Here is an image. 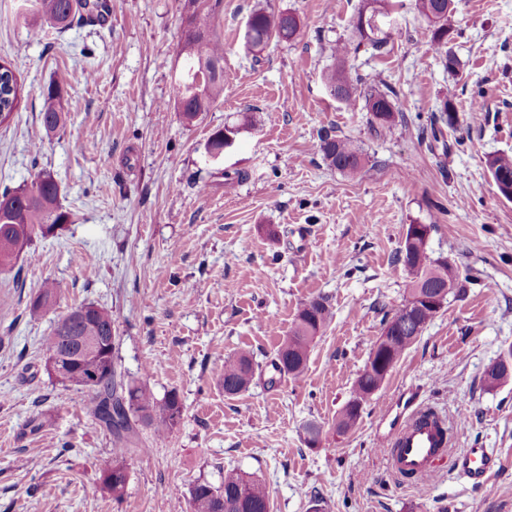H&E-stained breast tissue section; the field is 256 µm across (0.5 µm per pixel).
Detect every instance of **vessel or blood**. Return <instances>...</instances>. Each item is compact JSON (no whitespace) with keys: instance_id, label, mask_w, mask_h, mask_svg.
I'll use <instances>...</instances> for the list:
<instances>
[{"instance_id":"1","label":"vessel or blood","mask_w":512,"mask_h":512,"mask_svg":"<svg viewBox=\"0 0 512 512\" xmlns=\"http://www.w3.org/2000/svg\"><path fill=\"white\" fill-rule=\"evenodd\" d=\"M379 421L385 429L378 433L376 445L387 454L392 468L413 485L425 484L450 444L445 421L425 417L423 408L411 400L401 408L395 401L386 402L379 411ZM495 462L491 449L474 447L456 457L454 469L478 484L488 478Z\"/></svg>"}]
</instances>
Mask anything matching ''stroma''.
<instances>
[{"label":"stroma","mask_w":512,"mask_h":512,"mask_svg":"<svg viewBox=\"0 0 512 512\" xmlns=\"http://www.w3.org/2000/svg\"><path fill=\"white\" fill-rule=\"evenodd\" d=\"M34 3L0 0V62L21 85L0 125V187L51 174L72 221L35 243L36 259L0 271V512H184L197 482L220 485L233 469L266 485L273 512H512V381L484 378L512 346V200L487 166L512 154V0H454L441 51L409 6L388 55L352 46L350 74L395 91V121L380 133L363 98L336 101L323 80L366 0H109L110 23L63 32L36 23ZM259 9L294 13L298 36L251 50L244 33ZM195 17L224 42V97L189 122L174 88ZM53 81L67 119L48 135L40 112ZM446 102L456 120L443 149L419 134ZM227 126L234 142L211 161L206 143ZM327 134L359 146L361 173L328 165ZM228 170L247 177L225 185ZM412 224L429 225L432 258L479 280L449 296L356 427L337 433L384 314L405 301L395 256ZM47 280L61 285L57 303L31 317ZM317 297L332 319L305 375L275 373L279 345ZM89 302L112 315L125 381L183 404L165 439L140 428L118 498L101 484L114 443L88 393L45 370V337ZM241 352L256 372L230 396L215 368ZM405 389L454 425L452 453L495 452L484 483L443 468L420 489L392 471L374 448L378 413Z\"/></svg>","instance_id":"35a3bbf8"}]
</instances>
